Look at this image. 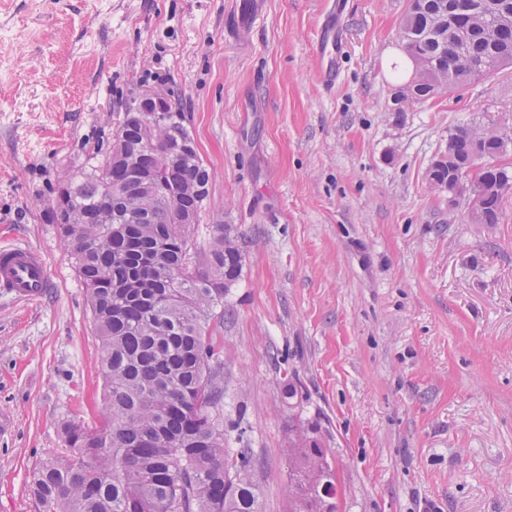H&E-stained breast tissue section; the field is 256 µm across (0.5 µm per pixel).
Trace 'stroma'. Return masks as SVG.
<instances>
[{
  "label": "stroma",
  "instance_id": "obj_1",
  "mask_svg": "<svg viewBox=\"0 0 512 512\" xmlns=\"http://www.w3.org/2000/svg\"><path fill=\"white\" fill-rule=\"evenodd\" d=\"M0 0V245L39 249L43 297L0 294V512H39L33 468L93 423L103 380L52 190L158 93L211 174L190 257L228 224L244 256L217 328L224 444L262 512H289L296 433L336 512H512V193L472 224L426 172L465 125L512 136V66L395 115L407 0ZM306 448L305 452V467L311 477L309 489L304 493L301 508L306 506L310 511L312 504L309 501L313 497H323L322 492L330 500L336 498V476L335 470L329 460L328 453L323 448ZM336 506L330 502V512H335Z\"/></svg>",
  "mask_w": 512,
  "mask_h": 512
}]
</instances>
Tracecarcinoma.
Wrapping results in <instances>:
<instances>
[{
    "instance_id": "cac0c4a2",
    "label": "carcinoma",
    "mask_w": 512,
    "mask_h": 512,
    "mask_svg": "<svg viewBox=\"0 0 512 512\" xmlns=\"http://www.w3.org/2000/svg\"><path fill=\"white\" fill-rule=\"evenodd\" d=\"M441 0H422L404 17L416 51L432 59L443 78L456 71L461 53L479 68L476 78L495 70L500 56L512 57V0H498L492 22L504 37L482 34L483 19L469 27L464 50L441 44L427 33L430 13ZM153 128L152 149L132 171L98 152L81 171H66L53 194L64 213L63 241L75 260L93 311L99 339L104 406L93 425L64 426L69 457L49 456L34 469L29 492L40 512H170L180 496L182 512H261L250 460L224 447V387L221 349L212 331L222 318L217 308L238 281L243 257L229 225L221 224L202 265H190V225L173 219L146 224L137 216L156 209L154 198L138 194L136 206L102 203L103 182L135 175L162 176L177 197V211L199 214L209 198L210 172L194 150L173 163L167 144L188 138L181 113L163 109ZM134 113H125L117 134L139 144ZM476 130L459 127L448 139L450 152L466 156ZM311 477L302 505L336 498L335 470L323 448L306 449Z\"/></svg>"
}]
</instances>
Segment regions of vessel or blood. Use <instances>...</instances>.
Instances as JSON below:
<instances>
[{
	"label": "vessel or blood",
	"instance_id": "1",
	"mask_svg": "<svg viewBox=\"0 0 512 512\" xmlns=\"http://www.w3.org/2000/svg\"><path fill=\"white\" fill-rule=\"evenodd\" d=\"M50 282L43 254L23 244L0 246V292L24 300L41 298Z\"/></svg>",
	"mask_w": 512,
	"mask_h": 512
}]
</instances>
